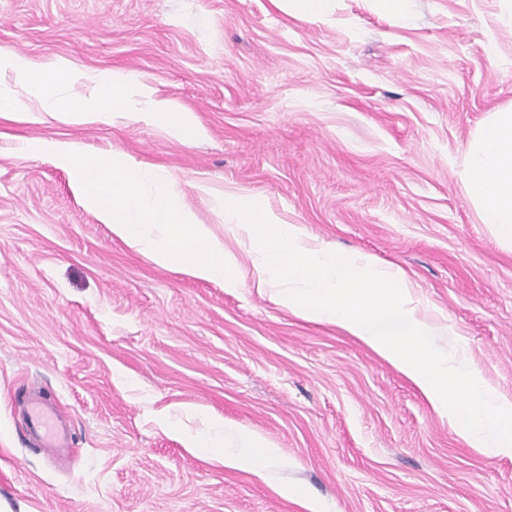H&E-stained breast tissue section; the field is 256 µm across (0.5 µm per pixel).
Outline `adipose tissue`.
Here are the masks:
<instances>
[{"mask_svg":"<svg viewBox=\"0 0 512 512\" xmlns=\"http://www.w3.org/2000/svg\"><path fill=\"white\" fill-rule=\"evenodd\" d=\"M0 70L12 71L27 93L23 99L0 93L1 120L34 123L45 114H64L81 124L111 123L118 119L142 121L160 127L182 143L195 142L205 135L204 127L192 113L133 74H83L63 62L47 68L4 53H0ZM68 82L87 83L89 95L79 104H70L63 94ZM29 98L36 101V109L26 106ZM461 177L483 223L499 238L512 242V107L493 113L477 130L464 158ZM218 429L233 439L232 448H224L215 438ZM186 443L191 448L205 449L224 466L240 470L259 473L285 463L279 449L261 434L221 421L214 428L187 435Z\"/></svg>","mask_w":512,"mask_h":512,"instance_id":"ef3b65f1","label":"adipose tissue"}]
</instances>
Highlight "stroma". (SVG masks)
Returning <instances> with one entry per match:
<instances>
[{
	"instance_id": "stroma-1",
	"label": "stroma",
	"mask_w": 512,
	"mask_h": 512,
	"mask_svg": "<svg viewBox=\"0 0 512 512\" xmlns=\"http://www.w3.org/2000/svg\"><path fill=\"white\" fill-rule=\"evenodd\" d=\"M0 50L136 73L207 130L186 145L135 121L0 126V512H512V458L470 447L360 341L155 265L67 171L19 152L51 138L164 166L219 233L194 182L258 194L310 240L402 269L512 398V246L460 167L512 106L498 0H412L407 21L376 0H332L322 19L275 0H0ZM34 397L60 411L68 456L28 436ZM203 412L259 432L288 467L257 475L185 447Z\"/></svg>"
}]
</instances>
